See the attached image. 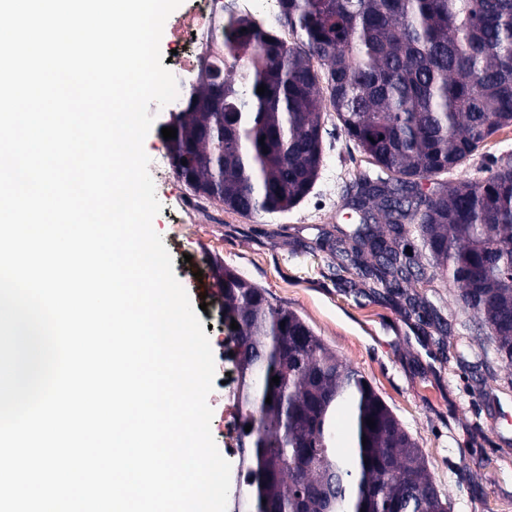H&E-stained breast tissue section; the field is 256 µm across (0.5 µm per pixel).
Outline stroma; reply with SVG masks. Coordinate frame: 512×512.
<instances>
[{"label": "stroma", "instance_id": "1", "mask_svg": "<svg viewBox=\"0 0 512 512\" xmlns=\"http://www.w3.org/2000/svg\"><path fill=\"white\" fill-rule=\"evenodd\" d=\"M324 161L311 192L291 211L242 216L204 200V224L182 223L178 201L189 187L174 170L152 171L161 209L154 230L173 259L177 280L193 306H206L200 320L212 340L216 382L207 398L211 433L224 443V346L221 304L201 297L194 275L211 259L236 268L251 283L295 310L371 382L407 430L418 439L428 469L449 497L452 512H512V365L502 362L484 337L464 335L469 313L453 287L435 278L429 299L448 328L447 336L406 316L392 295L366 288L357 270L332 253L330 236L350 224L347 198L359 174L373 168L335 117L323 126ZM512 155V127L486 145L442 183L483 176Z\"/></svg>", "mask_w": 512, "mask_h": 512}]
</instances>
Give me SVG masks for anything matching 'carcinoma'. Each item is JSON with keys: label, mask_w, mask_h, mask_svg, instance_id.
I'll use <instances>...</instances> for the list:
<instances>
[{"label": "carcinoma", "mask_w": 512, "mask_h": 512, "mask_svg": "<svg viewBox=\"0 0 512 512\" xmlns=\"http://www.w3.org/2000/svg\"><path fill=\"white\" fill-rule=\"evenodd\" d=\"M277 3L299 42L224 19V68L204 57L169 122L177 174L244 216L296 207L323 164L326 84L344 133L382 172L358 177L356 223L332 251L354 266L371 256L360 273L377 294L446 278L471 313L464 330L511 366L512 160L428 196L419 184L512 127V0ZM411 236L425 267L406 253ZM211 270L224 320L239 325L229 336L246 489L235 512H451L422 448L362 373L237 270L216 259ZM400 306L447 333L426 295L405 293ZM343 419L349 457L336 454Z\"/></svg>", "instance_id": "carcinoma-1"}]
</instances>
